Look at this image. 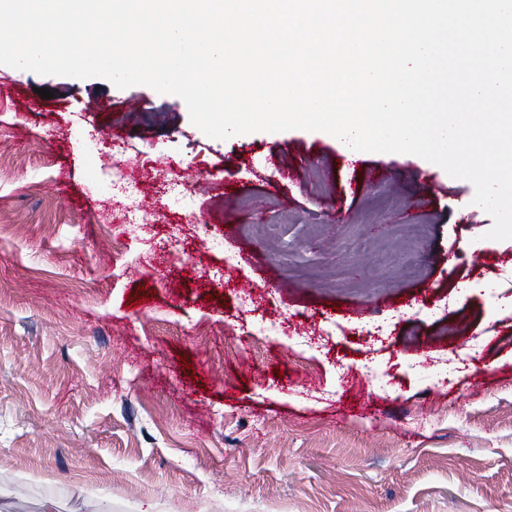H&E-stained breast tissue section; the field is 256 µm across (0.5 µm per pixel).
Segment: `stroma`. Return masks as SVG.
<instances>
[{
	"label": "stroma",
	"instance_id": "1",
	"mask_svg": "<svg viewBox=\"0 0 512 512\" xmlns=\"http://www.w3.org/2000/svg\"><path fill=\"white\" fill-rule=\"evenodd\" d=\"M473 196L0 65V512H512V239Z\"/></svg>",
	"mask_w": 512,
	"mask_h": 512
}]
</instances>
